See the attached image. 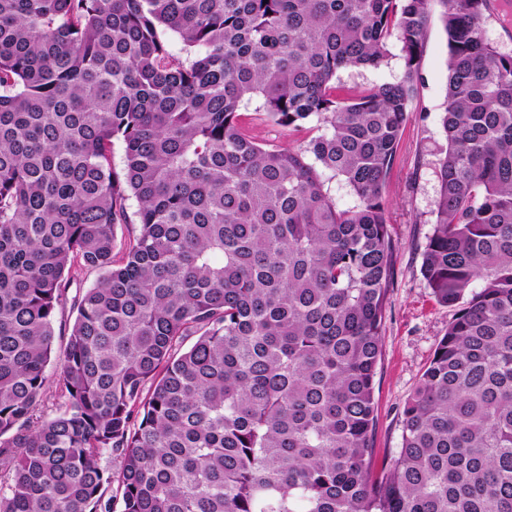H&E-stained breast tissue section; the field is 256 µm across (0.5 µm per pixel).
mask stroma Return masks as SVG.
Instances as JSON below:
<instances>
[{"label": "stroma", "instance_id": "obj_1", "mask_svg": "<svg viewBox=\"0 0 512 512\" xmlns=\"http://www.w3.org/2000/svg\"><path fill=\"white\" fill-rule=\"evenodd\" d=\"M484 15L487 39L512 53V0H490ZM440 4H433L425 53L423 83L412 105L388 185V231L394 245L393 279L387 295L382 350L375 377L373 446L376 464L397 457L402 444L403 409L416 389L453 312L437 304L422 276L423 252L433 232L439 183L437 163L446 141L441 115L447 85L448 45ZM398 45L378 69H349L341 84L392 83L401 72Z\"/></svg>", "mask_w": 512, "mask_h": 512}]
</instances>
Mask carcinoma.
<instances>
[{
  "label": "carcinoma",
  "instance_id": "cac0c4a2",
  "mask_svg": "<svg viewBox=\"0 0 512 512\" xmlns=\"http://www.w3.org/2000/svg\"><path fill=\"white\" fill-rule=\"evenodd\" d=\"M435 1L447 150L421 272L453 316L376 475L387 189ZM489 4L0 0V512H512V54ZM393 38L396 82L336 85ZM255 98L316 135L260 146ZM96 278L97 274L95 272L82 273L77 278V281H74L71 287L69 288L67 303H65L59 309L54 323V344L56 348H60V346H63L65 344L69 332V327L71 326L75 316V313H73L71 305L72 298L75 296L79 288H87L91 286L96 280Z\"/></svg>",
  "mask_w": 512,
  "mask_h": 512
}]
</instances>
